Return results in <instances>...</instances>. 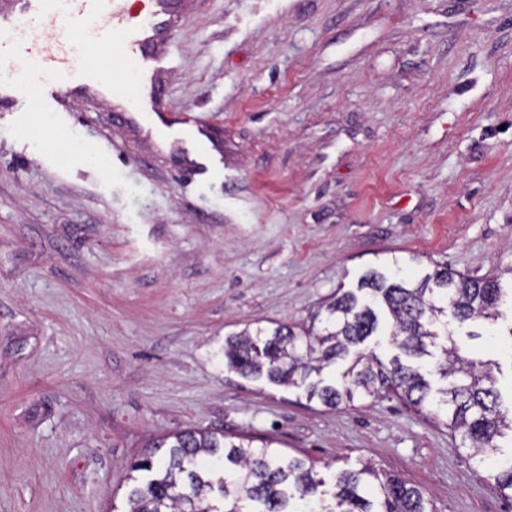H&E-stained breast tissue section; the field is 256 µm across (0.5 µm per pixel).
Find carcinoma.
Here are the masks:
<instances>
[{"instance_id": "obj_1", "label": "carcinoma", "mask_w": 512, "mask_h": 512, "mask_svg": "<svg viewBox=\"0 0 512 512\" xmlns=\"http://www.w3.org/2000/svg\"><path fill=\"white\" fill-rule=\"evenodd\" d=\"M377 270L358 292L336 295L324 326L258 327L224 339V366L243 377L304 390L336 410L393 394L460 437L483 479L512 498V455L486 464L512 437V409H501L492 363L462 353L448 318L460 324L502 316L506 294L498 278H472L437 267L418 280ZM390 336L398 353L384 360L368 348ZM343 361L339 377L325 369ZM151 477L132 488L128 512H427L422 492L372 466L342 470L332 488L308 464L284 457L247 435L187 429L152 441L131 465Z\"/></svg>"}]
</instances>
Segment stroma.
I'll return each mask as SVG.
<instances>
[{"instance_id":"stroma-1","label":"stroma","mask_w":512,"mask_h":512,"mask_svg":"<svg viewBox=\"0 0 512 512\" xmlns=\"http://www.w3.org/2000/svg\"><path fill=\"white\" fill-rule=\"evenodd\" d=\"M164 50L209 174L100 96L0 103V512H127L130 463L188 428L512 512L428 412L224 368L226 336L321 322L372 269L512 289V0H184ZM502 311L456 334L506 394Z\"/></svg>"}]
</instances>
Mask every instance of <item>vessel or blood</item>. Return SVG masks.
<instances>
[{
    "instance_id": "obj_1",
    "label": "vessel or blood",
    "mask_w": 512,
    "mask_h": 512,
    "mask_svg": "<svg viewBox=\"0 0 512 512\" xmlns=\"http://www.w3.org/2000/svg\"><path fill=\"white\" fill-rule=\"evenodd\" d=\"M151 10L132 15L128 0H7L0 7V98L18 111L90 90L91 78L108 69L132 74L131 122L143 114L157 119L182 147L184 161L195 173L209 170L212 150L203 128L185 114L163 108L153 78L166 66L160 48L179 18L182 0H150ZM94 26L103 41L115 44L112 56L98 54L79 38L77 29ZM54 30L51 43L40 39Z\"/></svg>"
}]
</instances>
